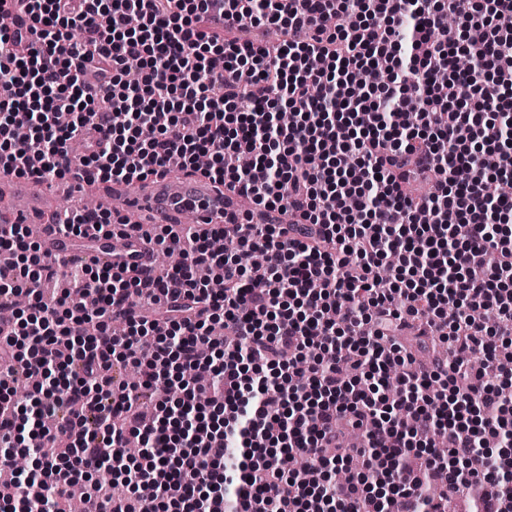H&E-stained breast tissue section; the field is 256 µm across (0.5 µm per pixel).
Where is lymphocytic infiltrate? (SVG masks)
<instances>
[{"mask_svg":"<svg viewBox=\"0 0 512 512\" xmlns=\"http://www.w3.org/2000/svg\"><path fill=\"white\" fill-rule=\"evenodd\" d=\"M26 2L30 30L0 29V163L62 179L82 140V182L131 183L204 153L260 220L153 225L183 258L162 271L49 264L0 224V306L28 297L0 326V468L35 465L0 512H56L65 460L111 472L83 512H512V192L486 191L512 184V0L453 28L458 0Z\"/></svg>","mask_w":512,"mask_h":512,"instance_id":"f902f5d3","label":"lymphocytic infiltrate"}]
</instances>
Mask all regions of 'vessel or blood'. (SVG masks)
I'll use <instances>...</instances> for the list:
<instances>
[{"label": "vessel or blood", "instance_id": "vessel-or-blood-1", "mask_svg": "<svg viewBox=\"0 0 512 512\" xmlns=\"http://www.w3.org/2000/svg\"><path fill=\"white\" fill-rule=\"evenodd\" d=\"M103 196L106 210L116 217L134 221L146 213L155 223L174 225L189 214L201 228L222 217L224 211L238 209L241 201L238 194L218 191L209 178L200 174L186 178L155 175L134 188L115 182L104 190ZM54 207V198L46 185L17 176L13 168H0V221L32 224L40 214ZM37 241L42 257L53 264L81 260L115 268L135 264L144 267L152 260L142 237H111L89 224L84 226L78 240L45 224Z\"/></svg>", "mask_w": 512, "mask_h": 512}]
</instances>
